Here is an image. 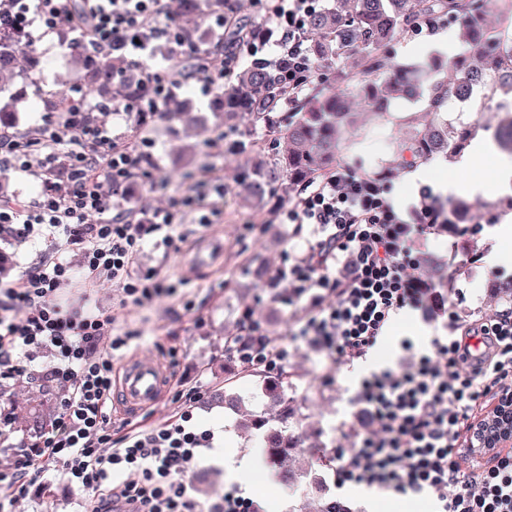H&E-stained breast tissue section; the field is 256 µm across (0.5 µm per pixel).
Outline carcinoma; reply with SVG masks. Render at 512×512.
<instances>
[{
  "label": "carcinoma",
  "mask_w": 512,
  "mask_h": 512,
  "mask_svg": "<svg viewBox=\"0 0 512 512\" xmlns=\"http://www.w3.org/2000/svg\"><path fill=\"white\" fill-rule=\"evenodd\" d=\"M490 0H336V8L321 9L309 20V30L318 35L316 65L328 68L333 60L348 56L357 60L359 70L336 77L342 88L319 87L298 108L288 113L286 137L288 151L275 160L268 170L259 169L244 182L247 197L262 199L274 183L286 177L307 183L324 175L341 157L343 134L354 128L346 94L362 95L377 116L391 113L395 99L406 97L425 100L427 111L437 115L445 110L451 95L466 96L470 88L489 79L512 90V33L494 29L484 22V9ZM461 24L465 42L480 52L481 66L461 64L464 53L448 44V60L460 77L450 85L428 75L418 63L390 64L392 39L398 32L419 29L442 19ZM24 50L16 38L0 37V77L14 75L17 56ZM89 90L112 99L127 100L137 91V80H115L120 65L112 60L91 61ZM282 91L269 72L259 67H246L235 81L223 87L218 97L217 115L224 123L245 114L255 126L265 125L271 111L278 107ZM469 135L458 134L446 126L417 130L405 139L393 140L382 135L383 142L394 148L395 159L381 172L379 180L391 182L397 172L439 154L461 151ZM471 206L462 200L448 207L446 224L464 225L466 234H477L478 225L464 223ZM288 391V373L273 374L262 389L264 407L260 412L248 411L242 426L256 438L264 460L286 481L296 478L295 458L309 434L291 422L294 409ZM303 500L293 512H338L339 503L320 496Z\"/></svg>",
  "instance_id": "cac0c4a2"
}]
</instances>
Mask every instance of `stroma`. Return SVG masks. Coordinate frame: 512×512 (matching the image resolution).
Instances as JSON below:
<instances>
[{
  "label": "stroma",
  "mask_w": 512,
  "mask_h": 512,
  "mask_svg": "<svg viewBox=\"0 0 512 512\" xmlns=\"http://www.w3.org/2000/svg\"><path fill=\"white\" fill-rule=\"evenodd\" d=\"M221 9L208 0L200 14L175 13L179 27L196 32L192 43L179 46L158 41L153 55L127 56L125 70L136 73L149 66L160 72L179 76L180 86L175 100L195 119L186 122L156 113L147 128H139L126 112L124 101L105 102L88 95L89 106L95 107L96 119L105 121L113 133L125 136L131 143L149 137L139 174L125 184L117 195L122 209L136 218L150 221L155 211L173 210L176 223L187 234L178 249L158 247L154 237H146L135 271L141 276L161 280L166 292L144 306H121L122 291L118 285L102 282L91 292L90 302L116 312V330L130 337L127 349L118 352L117 362L143 354L160 358L173 372L175 382L164 399L138 419L142 428L156 427L173 418L180 404V393L199 388L200 399L192 405L196 425L213 430L211 448L191 470L189 493L202 512L220 500L231 488H245L248 472H232L234 460L245 455L260 457L261 451L250 435L235 426L232 412L215 399L217 393L231 389L249 405L262 396L263 369L244 367L236 357L224 350V338L236 333L243 308L254 311V318L264 333L287 349L282 367L291 374L289 398L297 407L302 425L312 431L308 448L301 461L307 468L300 485L281 486L259 500L264 512H292L304 492L313 490L314 479H321L328 497L339 500L352 512H380L368 498V486L338 484L333 470L319 468V458L336 449L352 445V431L359 428L356 397L364 379L358 364L339 366L330 353L299 333L305 300H291L269 288L268 276L286 257L306 251L312 238L307 224L280 223L277 214L288 207L304 186L288 180L275 184L258 203L243 200L242 183L256 162L273 165L278 153L288 148L282 134L284 114H276L273 123L252 126L240 118L227 126L216 119L209 108V97L198 91L197 77L186 76V63L195 51L214 48L216 40L210 24ZM33 46L27 55L37 57L36 67L21 63L20 75L12 88L27 87L25 99L15 105L17 121L14 134L36 136L49 123L61 120V113L50 108V101L71 96L74 89L84 87L85 71L73 60L82 54L100 59V52L84 42L77 33L64 29L54 32L52 43H45L44 32L33 28ZM431 31L398 35L393 43V62L402 64L417 59L430 64L440 57L441 64L432 67L434 77L449 80L453 69L448 66L447 52L433 49ZM482 101L483 109H475L474 101ZM512 106V93L506 94L493 84L475 91L473 99L453 97L445 116L449 127L491 139L502 107ZM364 127L383 125L385 130L407 136L411 127L407 116L419 124H428L430 114L421 101L395 100L389 121L379 122L369 113L362 98L350 102ZM68 168L57 164L51 177L32 176L16 170H1L8 200L32 202L45 192L48 182L67 179ZM202 194L218 202L221 213L211 223H199L198 212L182 206V198ZM480 213L481 229L476 237L458 234L454 229L436 226L415 250L420 272L433 293L455 303L461 322L471 323L494 314L501 301V287L512 279V268L493 264L491 234L497 224L512 219V186L492 197L472 196ZM0 252L9 256L12 278H19L43 256H65L79 265L81 253L65 242L47 239H16L0 236ZM448 333V317L435 310L407 309L394 317L385 339L369 353L374 359V372H382L401 362L405 351L402 340H410L415 352L429 351L433 337ZM59 407L57 388L39 380H7L0 383V417L8 419L11 435L0 440V463L13 461L27 446L38 442L53 422ZM85 491L70 485L60 473L37 477L28 496L19 501L15 512H83Z\"/></svg>",
  "instance_id": "1"
}]
</instances>
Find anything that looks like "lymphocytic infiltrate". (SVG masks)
Wrapping results in <instances>:
<instances>
[{"mask_svg": "<svg viewBox=\"0 0 512 512\" xmlns=\"http://www.w3.org/2000/svg\"><path fill=\"white\" fill-rule=\"evenodd\" d=\"M322 0H258L268 21L259 32L238 31L237 49L210 59L199 81L203 93L233 75L242 60L269 69L289 99L317 76L309 53L308 21ZM167 0H83L72 14L67 0H0V34L31 39L40 25L80 32L100 53L137 55L152 41L180 44L168 24ZM179 85L170 74L143 68L126 110L138 126L167 103ZM67 147L69 177L34 202H0V235L64 237L82 248L83 271L58 257L40 258L17 281L0 283V381L42 377L57 384L60 403L50 430L10 465H0V512H14L34 477L54 469L88 494L85 512H197L185 476L212 436L183 408L166 424L113 438L109 417L116 351L115 316L62 300L76 282L119 283L124 303L143 304L151 290L134 277L147 235L170 248L180 236L162 211L144 224L120 212L117 189L132 179L140 152L91 117L84 97L69 106L62 128L39 138L0 135V167L51 174ZM288 224H311L317 238L307 257L278 268L268 286L308 298L300 332L347 365L386 335L392 319L421 308L430 293L418 276L415 240L440 221L429 192L400 209L388 189L348 168L310 181L284 214ZM53 366L37 372L40 353ZM232 354L247 366L275 368L284 348L260 333L238 340ZM512 393V307L462 326L460 335L433 341V350L363 381L357 402L370 419L355 431L353 448L337 450L340 480L379 485L403 493H429L436 512H512V454L474 477L458 461L456 442L488 396Z\"/></svg>", "mask_w": 512, "mask_h": 512, "instance_id": "lymphocytic-infiltrate-1", "label": "lymphocytic infiltrate"}]
</instances>
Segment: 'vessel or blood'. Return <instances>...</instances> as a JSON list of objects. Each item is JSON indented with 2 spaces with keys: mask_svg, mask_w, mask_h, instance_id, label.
Wrapping results in <instances>:
<instances>
[{
  "mask_svg": "<svg viewBox=\"0 0 512 512\" xmlns=\"http://www.w3.org/2000/svg\"><path fill=\"white\" fill-rule=\"evenodd\" d=\"M169 382L170 374L164 370L159 360L151 356L135 358L124 364L112 402L125 419H134L141 411L159 404ZM470 439L471 433L466 430L457 441L461 455L466 458L470 473H484L507 454L506 449L503 448L493 449L486 454L478 452L470 448Z\"/></svg>",
  "mask_w": 512,
  "mask_h": 512,
  "instance_id": "obj_1",
  "label": "vessel or blood"
}]
</instances>
